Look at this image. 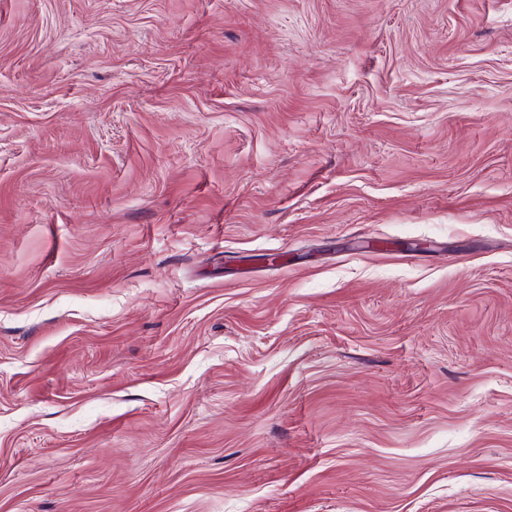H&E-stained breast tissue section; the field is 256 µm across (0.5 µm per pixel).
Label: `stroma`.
Instances as JSON below:
<instances>
[{
  "instance_id": "stroma-1",
  "label": "stroma",
  "mask_w": 512,
  "mask_h": 512,
  "mask_svg": "<svg viewBox=\"0 0 512 512\" xmlns=\"http://www.w3.org/2000/svg\"><path fill=\"white\" fill-rule=\"evenodd\" d=\"M0 512H512V0H0Z\"/></svg>"
}]
</instances>
